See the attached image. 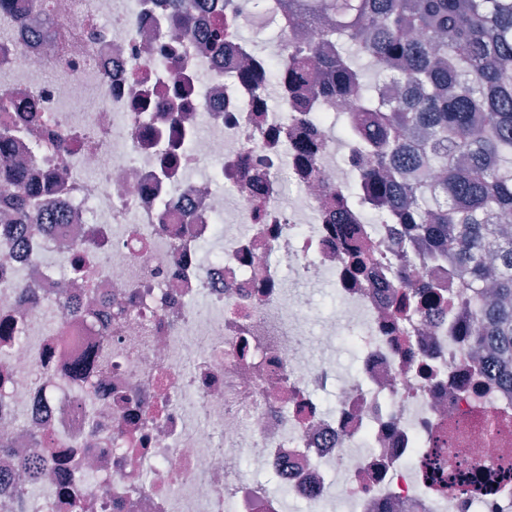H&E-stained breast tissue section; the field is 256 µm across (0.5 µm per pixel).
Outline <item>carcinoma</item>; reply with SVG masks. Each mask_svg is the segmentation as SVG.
<instances>
[{"mask_svg":"<svg viewBox=\"0 0 512 512\" xmlns=\"http://www.w3.org/2000/svg\"><path fill=\"white\" fill-rule=\"evenodd\" d=\"M170 29L193 35L189 0H172ZM288 32L325 20L320 36L336 45L328 56L315 44L280 37L274 70L240 72L255 95L269 80L305 86L314 111L337 98L372 117L374 129H348L362 161L361 201L387 205L391 223L403 230L394 247L398 284L412 287L416 267L408 250L428 240L448 253L475 289L463 311L475 367H491L512 383V0H279ZM240 9L225 0L215 14L209 44L224 46ZM17 127H0V189L9 193L0 225L25 234L33 210L53 216L57 204L34 206L39 192L26 164L12 160ZM433 284L414 291L407 321L430 307ZM102 362L80 364L73 377L94 387ZM64 466L44 451L15 462V470L38 487L42 476ZM430 486L456 499L483 488L512 484V460L478 468L457 452L449 470L442 451L424 462Z\"/></svg>","mask_w":512,"mask_h":512,"instance_id":"carcinoma-1","label":"carcinoma"}]
</instances>
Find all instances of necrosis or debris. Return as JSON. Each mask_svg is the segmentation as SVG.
<instances>
[{
	"instance_id": "1",
	"label": "necrosis or debris",
	"mask_w": 512,
	"mask_h": 512,
	"mask_svg": "<svg viewBox=\"0 0 512 512\" xmlns=\"http://www.w3.org/2000/svg\"><path fill=\"white\" fill-rule=\"evenodd\" d=\"M48 4L11 0L0 124L31 125L16 153L33 178L77 163L46 194L79 219L33 230L23 249L0 239V315L15 316L19 332L0 336V432L12 459L71 452L66 473L43 486L71 481L79 512H288L290 497L349 512H512V485L466 502L426 487L431 437H454L485 465L512 449L496 434L512 421V388L478 374L469 337L447 318L396 325L393 235L350 198L354 146L284 91L256 99L236 83L245 56L262 68L267 58L237 35L223 54L207 48L213 0H195L194 36L174 42L168 0ZM49 19L46 43L36 33ZM54 58L60 70L44 78ZM180 96L191 110L179 124L170 111ZM307 138L316 148L305 168L296 153ZM79 250V293L111 300V331L58 310ZM358 250L372 261L355 278ZM410 255L465 302L448 259L418 245ZM299 284L336 293L326 336L363 337L344 382L305 332L313 310L292 297ZM91 352L108 359L91 403L74 383H43L56 362Z\"/></svg>"
}]
</instances>
